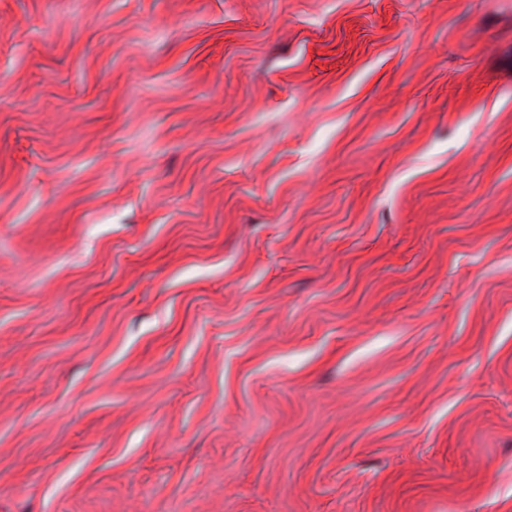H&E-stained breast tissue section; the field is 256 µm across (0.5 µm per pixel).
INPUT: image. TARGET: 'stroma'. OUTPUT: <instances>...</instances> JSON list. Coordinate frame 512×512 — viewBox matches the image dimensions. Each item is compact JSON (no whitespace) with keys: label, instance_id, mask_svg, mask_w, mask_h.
I'll use <instances>...</instances> for the list:
<instances>
[{"label":"stroma","instance_id":"35a3bbf8","mask_svg":"<svg viewBox=\"0 0 512 512\" xmlns=\"http://www.w3.org/2000/svg\"><path fill=\"white\" fill-rule=\"evenodd\" d=\"M0 512H512V0H0Z\"/></svg>","mask_w":512,"mask_h":512}]
</instances>
